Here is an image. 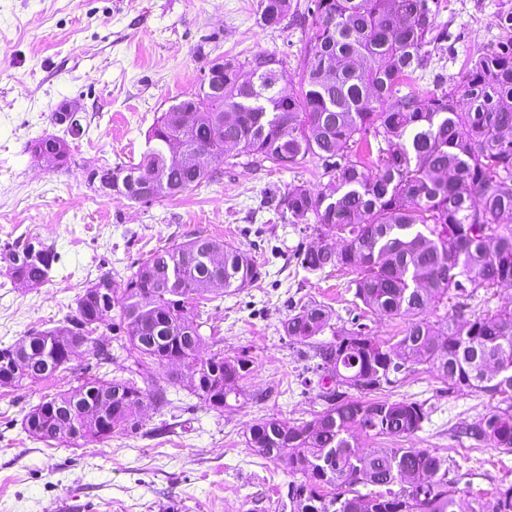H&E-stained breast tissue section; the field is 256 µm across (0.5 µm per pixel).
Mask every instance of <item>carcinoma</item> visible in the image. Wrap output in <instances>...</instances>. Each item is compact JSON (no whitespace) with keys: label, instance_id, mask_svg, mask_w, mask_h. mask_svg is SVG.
<instances>
[{"label":"carcinoma","instance_id":"1","mask_svg":"<svg viewBox=\"0 0 512 512\" xmlns=\"http://www.w3.org/2000/svg\"><path fill=\"white\" fill-rule=\"evenodd\" d=\"M309 49L298 90L287 94L283 59L258 52L241 66L224 60V93L207 107L219 112H164L147 137L139 163L93 168L91 176L140 202L141 169L158 171L150 201L212 180L224 163V142L249 156L288 168L306 157L331 173L314 194L297 186L280 206L292 224H314L321 244L299 253L309 273L328 267L355 273L348 288L376 315L404 321L395 343L378 340L365 323L336 329L321 304L288 318L285 336L306 343L329 330L333 339L311 345L316 376L336 387L321 391L328 406L300 423L269 418L253 424L246 445L288 465L290 512H458L428 448L361 451L352 428L398 442L422 429L424 404L379 396L411 363L432 365L448 389L476 390L496 405L459 431L471 447L512 455V308L431 320L440 304L468 300L512 283V9L497 15L496 41L473 56L462 82L439 93L411 89L427 69L431 50L443 48L448 29L437 24L441 0H311ZM261 21L279 24L289 0H261ZM377 145H372L368 134ZM207 146L216 167L197 169L174 159L179 146ZM343 241L336 248L335 240ZM56 255L40 241L0 252L5 274L30 288L49 280ZM174 271L179 283L164 287ZM253 257L231 244L196 238L155 251L138 263L122 290L101 298L91 284L61 324L32 332L0 349V386L53 378L69 369L66 336H86L87 349L112 358L109 345L84 326L117 320L132 376L89 378L75 390L46 396L23 417L29 436L46 442L100 441L140 425L147 405H165L152 367L179 365L189 391L209 406H228L244 393L238 382L250 361L217 352L203 355L200 298L215 284L242 289L260 277ZM353 388L352 395L344 388ZM76 426L61 428L68 418ZM469 512H512V486L478 495Z\"/></svg>","mask_w":512,"mask_h":512}]
</instances>
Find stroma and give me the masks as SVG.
<instances>
[{"mask_svg": "<svg viewBox=\"0 0 512 512\" xmlns=\"http://www.w3.org/2000/svg\"><path fill=\"white\" fill-rule=\"evenodd\" d=\"M309 3L290 0L287 17L268 27L258 0H0V249L35 237L59 257L38 288L0 274V348L59 324L101 276L125 287L142 258L175 243L221 239L262 265L257 282L214 287L202 306L203 354L252 362L236 406L210 408L172 384V367L158 366L153 380L168 402L149 407L137 430L49 445L24 431L25 413L81 377H127L131 359L117 348L104 363L81 352L55 378L0 387V512H282L288 470L247 448L248 429L272 416L308 421L327 406L311 382V347L287 338L283 322L316 303L335 327L361 314L379 340L399 338L402 320L355 305L350 271L312 274L299 265V251L319 239L312 226L289 223L279 200L297 186L321 190L329 180L322 160L281 169L229 147L213 181L149 204L103 195L88 178L96 166L138 162L156 119L198 92L211 60L243 63L263 51L296 73L308 48ZM508 7L512 0H443L437 21L448 47L433 53L416 88L461 83L468 57L495 40V17ZM65 105L78 109L79 134L53 120ZM47 135L69 143L66 165L31 154L30 144ZM385 395L429 408L401 445L434 450L457 501L512 486V455L467 447L454 433L489 410L488 396L449 393L428 364L409 366Z\"/></svg>", "mask_w": 512, "mask_h": 512, "instance_id": "obj_1", "label": "stroma"}]
</instances>
